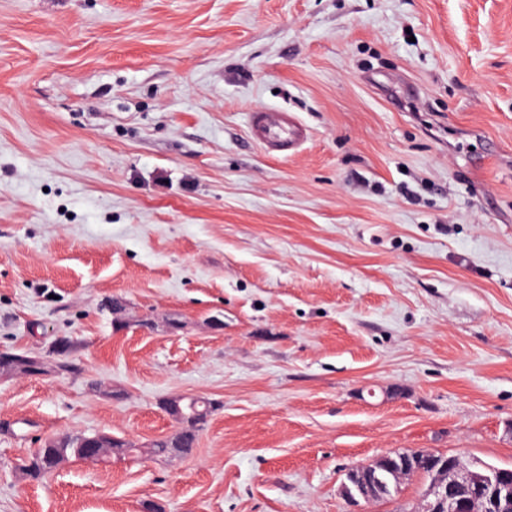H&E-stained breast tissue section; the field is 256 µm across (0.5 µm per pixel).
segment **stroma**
Instances as JSON below:
<instances>
[{
	"mask_svg": "<svg viewBox=\"0 0 512 512\" xmlns=\"http://www.w3.org/2000/svg\"><path fill=\"white\" fill-rule=\"evenodd\" d=\"M63 336L0 379V512H421L347 470L512 467V0H0V349ZM182 394L221 404L190 453L19 469ZM248 134L261 150L288 156L308 139L307 127L290 112L257 109L250 113ZM81 435L75 436L74 441L69 443L57 442L54 448H47L44 441L40 448H37L25 461L26 474L31 479H42L54 473L53 460L57 456H65L69 458L88 459L92 453V448H85L90 443L91 438H95L96 434L86 435L85 433H77ZM438 453L426 452L416 449H405L402 451H391L385 453L376 462L368 465H360L349 469L346 473V481L343 485V492L346 498L358 506L361 502L372 503L385 499L391 491H393L394 473L398 468L396 460L401 462L413 461L402 472L405 476L422 475L429 479L430 465L425 460L414 461L421 457H433ZM397 475L395 478L398 482L403 477ZM399 478V479H398Z\"/></svg>",
	"mask_w": 512,
	"mask_h": 512,
	"instance_id": "obj_1",
	"label": "stroma"
}]
</instances>
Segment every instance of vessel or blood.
I'll return each instance as SVG.
<instances>
[{
    "label": "vessel or blood",
    "instance_id": "1",
    "mask_svg": "<svg viewBox=\"0 0 512 512\" xmlns=\"http://www.w3.org/2000/svg\"><path fill=\"white\" fill-rule=\"evenodd\" d=\"M248 134L261 150L282 155L296 151L307 140V127L291 113L257 109L250 113Z\"/></svg>",
    "mask_w": 512,
    "mask_h": 512
}]
</instances>
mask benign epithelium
Masks as SVG:
<instances>
[{
  "label": "benign epithelium",
  "instance_id": "7a95c632",
  "mask_svg": "<svg viewBox=\"0 0 512 512\" xmlns=\"http://www.w3.org/2000/svg\"><path fill=\"white\" fill-rule=\"evenodd\" d=\"M190 399L183 395L160 402L168 415L181 422L188 418L203 423L207 417L196 412L187 416L182 404ZM435 453L416 449L391 451L376 462L349 469L343 492L358 506L385 499L393 491L391 475L397 469L396 461H414L421 457H434ZM422 512H512V471L496 467H475L459 455L436 464V473L422 494Z\"/></svg>",
  "mask_w": 512,
  "mask_h": 512
}]
</instances>
